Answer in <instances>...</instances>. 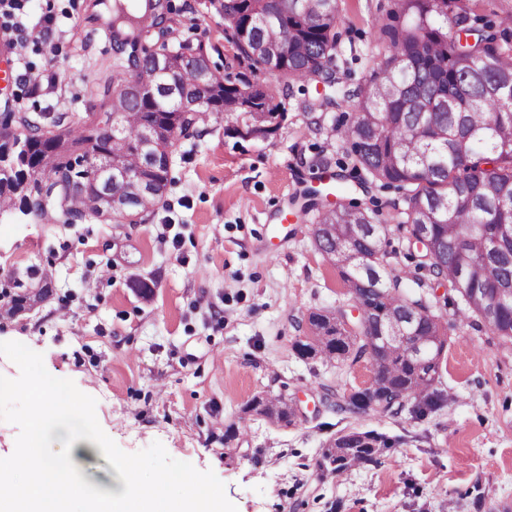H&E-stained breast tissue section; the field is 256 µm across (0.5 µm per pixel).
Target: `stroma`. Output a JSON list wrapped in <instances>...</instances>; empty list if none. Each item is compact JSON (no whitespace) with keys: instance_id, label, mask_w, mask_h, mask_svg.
Here are the masks:
<instances>
[{"instance_id":"35a3bbf8","label":"stroma","mask_w":512,"mask_h":512,"mask_svg":"<svg viewBox=\"0 0 512 512\" xmlns=\"http://www.w3.org/2000/svg\"><path fill=\"white\" fill-rule=\"evenodd\" d=\"M0 17V88L16 111L74 115L88 110V85L112 66V40L87 20L88 0H23ZM180 34L212 45L217 67L233 65L217 0H171ZM393 0H341L336 76L343 90L314 129V86L279 87L288 117L265 141H240L210 117L196 142L172 156L170 182L147 223L114 241L111 225L63 224L57 216L0 214V270L22 286L41 271L53 279L28 309L0 319V454L28 445V419L42 373L65 383L89 415L99 452L79 479L106 498L117 471L134 463L142 482L169 479L184 495L195 474L223 494V512H512V342L480 320L459 321L448 284L425 291L448 323L440 399L410 398L396 415L352 414L321 405L365 387L368 362L348 366L305 359L294 349L310 312L343 300L338 269L313 247L309 219L290 197L340 174L345 200L393 216L403 192L353 166L345 131L350 94L374 67L376 18ZM47 37L16 50L20 29ZM154 284L141 297L131 283ZM256 396L298 402L291 425L244 415ZM245 426L225 441L232 426ZM349 429L388 438L379 463L339 475L320 471L322 448Z\"/></svg>"}]
</instances>
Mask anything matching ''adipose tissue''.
<instances>
[{
	"label": "adipose tissue",
	"instance_id": "obj_1",
	"mask_svg": "<svg viewBox=\"0 0 512 512\" xmlns=\"http://www.w3.org/2000/svg\"><path fill=\"white\" fill-rule=\"evenodd\" d=\"M42 392L40 404L29 417V426L42 429L54 414L70 418L59 450L41 447L38 442L18 449L9 457L0 456V512H75L73 505L85 496L84 486L74 473L79 459L93 453L85 419L77 411L74 392L62 383L37 377ZM27 474L25 484H18L16 470ZM123 490L112 500L94 505L92 512H219L217 496L200 476L185 478L186 493L181 502H173L165 492L166 476L153 483H139L136 468H122Z\"/></svg>",
	"mask_w": 512,
	"mask_h": 512
}]
</instances>
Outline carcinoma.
Here are the masks:
<instances>
[{
    "label": "carcinoma",
    "mask_w": 512,
    "mask_h": 512,
    "mask_svg": "<svg viewBox=\"0 0 512 512\" xmlns=\"http://www.w3.org/2000/svg\"><path fill=\"white\" fill-rule=\"evenodd\" d=\"M462 0H397V10L376 19L383 44L376 66L354 97L366 115L346 130L356 165L382 186L406 190L392 220L407 225L422 261L414 274L389 275L388 220L358 204L319 205L321 191L302 194L298 213L317 210L311 238L323 259L339 269L347 288L339 313L308 316L310 336L295 342L303 358L355 365L370 363V384L338 398L339 411L396 414L399 399L429 395L441 377L447 336L442 317L407 287L446 281L463 307L460 320L482 319L490 331L512 341V10L500 21L473 16ZM91 19L112 27V71L92 90L94 103L74 120L63 114L45 123L13 118L5 133L20 146L16 169L0 178V213L19 209L40 215L54 209L64 224H142L169 183L174 152L183 140L201 136L190 114L239 113L241 125L224 134L267 139L287 119L278 84L336 83L339 0H219L224 39L245 71L221 74L201 40L171 39L170 0H145V10L112 9L94 0ZM159 126L172 134L168 150L146 145L143 133ZM112 156L125 173L146 179V189L126 197L122 209L90 207L93 171L88 150ZM335 228L326 229L324 225ZM429 229L418 244V225ZM358 259H353V256ZM415 317L416 336H437L428 356L411 359L400 343L378 352L366 337L386 333L391 323ZM272 422H294L279 398L256 397L244 409ZM388 441L373 430H352L331 441L317 461L329 474L378 463Z\"/></svg>",
    "instance_id": "obj_1"
}]
</instances>
